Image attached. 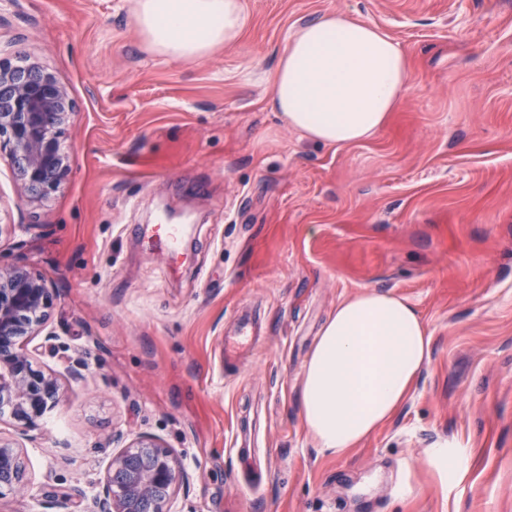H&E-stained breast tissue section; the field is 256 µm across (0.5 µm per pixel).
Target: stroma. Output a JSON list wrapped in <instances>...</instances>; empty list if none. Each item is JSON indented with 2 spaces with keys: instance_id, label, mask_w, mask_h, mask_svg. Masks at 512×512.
Masks as SVG:
<instances>
[{
  "instance_id": "stroma-1",
  "label": "stroma",
  "mask_w": 512,
  "mask_h": 512,
  "mask_svg": "<svg viewBox=\"0 0 512 512\" xmlns=\"http://www.w3.org/2000/svg\"><path fill=\"white\" fill-rule=\"evenodd\" d=\"M243 6L238 41L196 62L154 53L132 0H0V51L39 57L76 104L43 207L0 159V262L25 254L56 288L37 366L63 391L34 428L0 418L30 485L0 512L89 500L141 435L178 458L173 512H512V0ZM327 11L411 62L388 123L341 146L265 107L289 36ZM159 224L187 227L178 267ZM367 290L408 299L431 353L395 417L332 456L303 425L302 373ZM244 314L258 344L222 363Z\"/></svg>"
}]
</instances>
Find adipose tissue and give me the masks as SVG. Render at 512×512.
Wrapping results in <instances>:
<instances>
[{
  "label": "adipose tissue",
  "mask_w": 512,
  "mask_h": 512,
  "mask_svg": "<svg viewBox=\"0 0 512 512\" xmlns=\"http://www.w3.org/2000/svg\"><path fill=\"white\" fill-rule=\"evenodd\" d=\"M151 49L205 61L237 41L241 0H134ZM411 63L377 27L328 12L290 37L271 76L270 111L326 145L361 141L396 111ZM431 339L405 298L367 291L340 303L303 371L300 415L322 451L341 455L391 420L430 357Z\"/></svg>",
  "instance_id": "1"
}]
</instances>
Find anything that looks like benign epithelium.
<instances>
[{"mask_svg":"<svg viewBox=\"0 0 512 512\" xmlns=\"http://www.w3.org/2000/svg\"><path fill=\"white\" fill-rule=\"evenodd\" d=\"M68 85L36 57L19 71L0 57V152L19 182L25 205L38 208L58 192L70 172L62 143L75 115ZM54 288L25 256L0 264V405L19 428L36 423L60 400L61 383L35 368L39 349L55 350L58 334L49 328ZM42 342L36 346V338ZM20 447L0 438V489L25 496ZM180 483L179 461L151 436H141L113 455L83 503L69 497L48 501L50 512H167Z\"/></svg>","mask_w":512,"mask_h":512,"instance_id":"obj_1","label":"benign epithelium"}]
</instances>
